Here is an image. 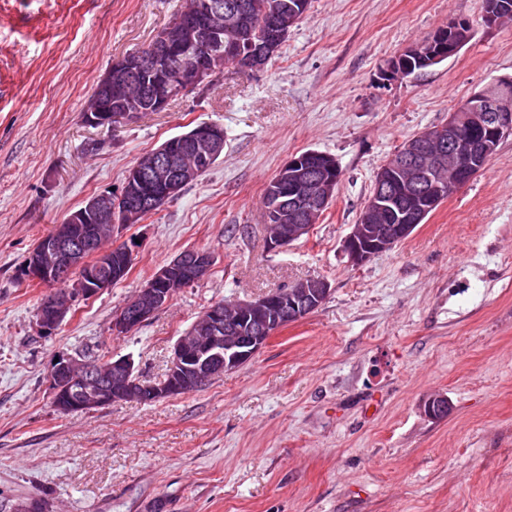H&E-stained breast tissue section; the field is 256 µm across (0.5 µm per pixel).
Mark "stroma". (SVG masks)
Returning a JSON list of instances; mask_svg holds the SVG:
<instances>
[{"mask_svg": "<svg viewBox=\"0 0 512 512\" xmlns=\"http://www.w3.org/2000/svg\"><path fill=\"white\" fill-rule=\"evenodd\" d=\"M186 0H0V512H512V135L485 168L391 250L343 249L379 167L457 105L512 78V23L484 0H312L260 71L227 69L166 111L112 128L82 114L113 58L146 47ZM459 53L390 82L387 63L448 21ZM224 152L180 196L124 228L127 276L76 302L51 332L48 290L21 270L91 195L121 187L145 152L201 123ZM341 168L310 234L268 250L262 195L292 155ZM210 251L209 274L142 326L112 318L163 265ZM328 300L200 390L62 415V355L131 357L163 378L196 317L310 278ZM446 395L448 417L424 415Z\"/></svg>", "mask_w": 512, "mask_h": 512, "instance_id": "obj_1", "label": "stroma"}]
</instances>
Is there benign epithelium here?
Instances as JSON below:
<instances>
[{"label":"benign epithelium","mask_w":512,"mask_h":512,"mask_svg":"<svg viewBox=\"0 0 512 512\" xmlns=\"http://www.w3.org/2000/svg\"><path fill=\"white\" fill-rule=\"evenodd\" d=\"M184 16L188 23L171 24L152 38L145 54L127 53L112 60L99 80L103 93L83 114L93 128H110L121 120H131L142 112L134 96L112 94L136 83L146 69L155 75V83L139 86L137 97L150 99L152 109L164 111L170 97L159 82L176 91L191 89L207 75L218 76L224 67L260 70L279 49L294 17L282 21L270 17L269 32L255 41L245 25L239 3L210 0L200 7L188 3ZM472 25L455 19L434 35L408 47L394 57L383 70L385 81L404 76L416 59L439 64L456 55L469 41ZM249 47L242 54V45ZM188 53L202 55L197 68L176 72L170 61ZM448 140L434 137L409 141L396 162L381 166L375 175L377 191L368 197L357 223L344 240V251L351 263L362 264L390 250L411 235L428 213L445 199L439 176L448 172V191L454 193L479 171L473 164L477 154L491 156L498 144L512 135V88L503 82L499 94L469 112L448 115ZM224 152V128L202 123L176 138L164 142L145 162H137L125 175L121 190L99 193L70 212L55 232L40 239L30 251L23 271L26 279L52 289L45 299L38 323L46 331L55 329L80 299L95 296L121 278L133 259L127 244L103 247L80 232L82 224H108L115 232L131 223L147 206V199L177 197L188 184L198 180L212 162ZM340 170L336 158L309 151L291 156L279 169L284 182L294 187L286 199L277 198L266 208L268 249L280 252L310 233L334 199ZM397 190L398 223L388 220L390 187ZM214 257L203 249L183 251L169 264L157 270L138 289L136 295L112 319V333L124 336L145 323L165 307L186 279L197 282L211 269ZM81 273L71 284L66 278ZM330 295L323 278H310L286 290L273 291L250 300L219 303L199 316L186 335L174 345L164 377L147 385L135 373L130 357L111 358L99 371L83 357H60L52 363L49 382L55 409L60 413H78L102 408L120 401L140 403L184 395L197 391L214 378L240 367L255 357L270 338L290 323L300 321L317 310ZM451 404L444 395L428 398L423 412L430 418L446 417Z\"/></svg>","instance_id":"7a95c632"}]
</instances>
